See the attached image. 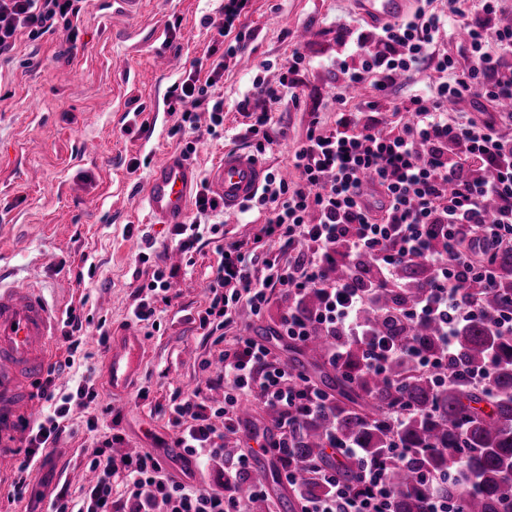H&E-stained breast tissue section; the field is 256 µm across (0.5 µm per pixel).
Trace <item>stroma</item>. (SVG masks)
Masks as SVG:
<instances>
[{
    "mask_svg": "<svg viewBox=\"0 0 512 512\" xmlns=\"http://www.w3.org/2000/svg\"><path fill=\"white\" fill-rule=\"evenodd\" d=\"M221 0H138L126 11L118 0H82L76 50H68L63 31L37 40L21 39L9 57H0V267L11 280L39 288L57 312L76 308L87 322L82 355L71 369L60 370L68 355L63 336H54L43 375L30 383L35 407L45 381L59 390L84 380L98 393L95 402H73L66 430L54 448L41 456L27 477L23 496H16V464L24 457L27 430L0 434V448L11 452L14 467L0 470V512H51L60 489L80 499L92 451L120 436L111 451L128 449L159 455L178 480L214 489L224 484L226 461L246 455L253 466L273 468L271 456L257 455L256 438L274 431L263 407L247 402L239 433L223 458L200 467L170 447L176 436L163 408L176 395L201 391L212 402L224 400L216 385L215 366L233 336L252 337L267 345L280 361L295 364L303 348L273 333L288 309L283 291H274L264 313L240 310L234 323L219 332L199 324L208 285L219 261L218 247L230 241H252L267 213L224 215L222 233L202 225L198 249L177 253L169 227L150 220L139 203L156 157L179 152L168 131L176 117L165 99L183 69L226 47L203 20ZM351 0H251L239 26L251 40L238 65L224 73V137L202 135L190 163L200 177L225 151L255 152L245 138V119L237 102L255 77L277 83L292 50L306 58L305 93L299 105L281 103L272 113L285 132L261 154L266 168L286 170L305 138L312 113L324 129L336 124V25L360 23ZM305 29L306 40L296 38ZM179 53L182 69L164 70L158 60ZM76 80H66L67 72ZM139 162L130 171V162ZM151 237L153 256L138 260L144 237ZM176 269L170 302L156 301V327L148 330L130 316L138 288L147 285L157 267ZM110 335L130 332L142 337L145 355L130 390L112 394L105 380L107 352L98 343L100 327ZM210 368H203V361ZM98 415L97 429L87 420Z\"/></svg>",
    "mask_w": 512,
    "mask_h": 512,
    "instance_id": "stroma-1",
    "label": "stroma"
}]
</instances>
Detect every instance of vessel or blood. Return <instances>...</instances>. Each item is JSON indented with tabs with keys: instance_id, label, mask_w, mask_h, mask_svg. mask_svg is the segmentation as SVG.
Wrapping results in <instances>:
<instances>
[{
	"instance_id": "vessel-or-blood-1",
	"label": "vessel or blood",
	"mask_w": 512,
	"mask_h": 512,
	"mask_svg": "<svg viewBox=\"0 0 512 512\" xmlns=\"http://www.w3.org/2000/svg\"><path fill=\"white\" fill-rule=\"evenodd\" d=\"M413 2L355 0V5L370 24L380 26L406 18ZM265 172L255 155L228 150L211 171L208 184L223 197L225 211L232 213L254 196ZM198 183L197 173L182 156L164 154L155 161L139 203L158 223H183ZM57 330V319L36 289L0 284V427H12L16 411L26 406L27 384L44 371ZM142 353V339L133 334L113 345L109 366L114 393L125 392Z\"/></svg>"
}]
</instances>
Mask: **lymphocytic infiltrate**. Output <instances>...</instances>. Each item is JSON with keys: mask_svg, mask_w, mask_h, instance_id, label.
I'll use <instances>...</instances> for the list:
<instances>
[{"mask_svg": "<svg viewBox=\"0 0 512 512\" xmlns=\"http://www.w3.org/2000/svg\"><path fill=\"white\" fill-rule=\"evenodd\" d=\"M249 2L223 0L206 18V26L219 37H233V45L208 70L191 68L167 94V110L177 116L170 134L179 138L183 157L196 153L198 129L215 137L224 125V98L216 87L250 40L236 28ZM462 2L448 0L447 10L438 11L432 0H422L400 23L341 30L337 73L349 88L374 80L378 94L359 102L358 113L341 112L333 130H322L318 120H311L292 157L297 179L267 172L260 192L241 205L244 213L257 204L268 209L254 240L278 239L279 253L262 258L254 247L238 241L219 247L220 261L208 305L199 317L201 326L224 328L233 321L234 311L244 307L261 315L271 293L281 288L288 310L276 336L302 344L315 333L328 337L331 364H339L355 344L363 350L369 370L377 374L405 362L437 384L459 379L491 390L488 369L456 373V337L463 326L482 321L494 335L512 340V295L500 308L488 310L469 294L473 288H497L496 259L501 252L512 251V138L499 130L512 119V113L502 108L512 101V24L498 21L503 0H481L471 15ZM80 12L79 0H0V56L10 54L20 38L35 40L59 29L69 44H76ZM456 27L465 35L455 53L438 51L442 32ZM424 64L437 72V81L411 88L401 102L392 101L393 88L409 85L414 71ZM304 68L305 58L295 50L278 85L254 79L249 97L237 104L251 120L247 135L262 136L269 145L275 142L271 109L286 97L299 104ZM466 97L491 103L493 113L477 118L449 111L450 102ZM385 110L398 116L393 127H386L379 117ZM203 112L209 118L204 128L199 125ZM368 177L377 199L364 192ZM194 207L186 222L171 229L185 253L197 248L201 225L210 224L212 233H219L210 220L224 210L205 186L197 190ZM363 258L368 261L364 267L359 264ZM408 263L421 264L425 274L417 283L416 301L400 307L390 298L408 288V281L400 277ZM260 265L267 271L262 278L256 273ZM338 267L345 268L346 277H334ZM310 292L318 304L308 310L302 301ZM372 310L380 315L378 323L366 320ZM425 324L435 329L438 352H427L412 339L414 328ZM219 363L216 380L226 389L223 403L211 404L197 392L171 401L175 447L181 448L183 459L199 463L223 455L226 440L239 432V401L250 396L272 414L277 429L263 451L281 464L289 485H296L290 455L295 435L306 420L327 407L328 394L312 381L297 379L268 346L248 336L234 337ZM40 397L49 411L30 429L18 466L23 475L36 464L39 449L58 438L71 402L94 401L97 393L83 384L70 392L47 385ZM412 413L403 403L386 411L390 448L383 462L366 460L355 444L328 433L325 449L332 463L315 472L326 491L302 495L301 512H395L390 471L411 460L399 433ZM218 418L223 419V428H216ZM94 455L91 469L96 477L82 499L58 493L52 512H247L246 500L230 489L246 474L248 457H239L235 467L225 471V488L220 491L176 480L148 451L116 459L99 447ZM349 462L358 469L354 486L337 479ZM119 473L125 476L126 492L116 500L112 479Z\"/></svg>", "mask_w": 512, "mask_h": 512, "instance_id": "1", "label": "lymphocytic infiltrate"}]
</instances>
